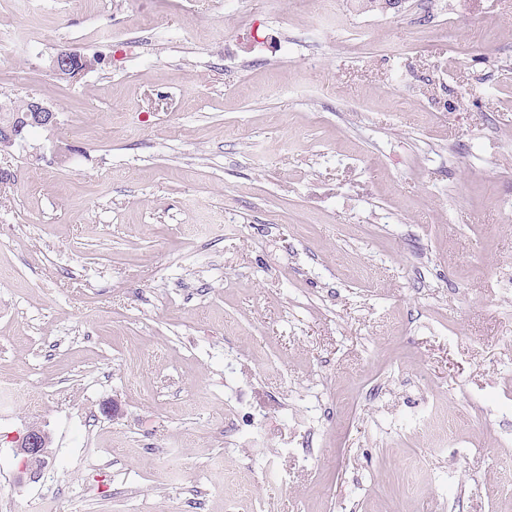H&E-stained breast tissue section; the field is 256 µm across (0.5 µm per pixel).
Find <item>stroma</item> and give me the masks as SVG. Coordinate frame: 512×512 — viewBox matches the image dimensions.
I'll list each match as a JSON object with an SVG mask.
<instances>
[{
    "instance_id": "stroma-1",
    "label": "stroma",
    "mask_w": 512,
    "mask_h": 512,
    "mask_svg": "<svg viewBox=\"0 0 512 512\" xmlns=\"http://www.w3.org/2000/svg\"><path fill=\"white\" fill-rule=\"evenodd\" d=\"M31 94L0 512H512V0H0ZM97 64L94 57H88L84 54L61 49L51 57L50 69L62 78H76L79 75L90 71ZM50 444L49 433L40 425L30 426L19 438L16 453L21 456L22 463L30 475L34 476L44 464Z\"/></svg>"
}]
</instances>
